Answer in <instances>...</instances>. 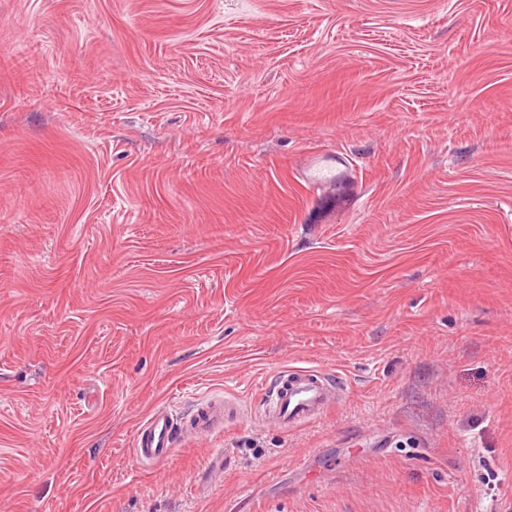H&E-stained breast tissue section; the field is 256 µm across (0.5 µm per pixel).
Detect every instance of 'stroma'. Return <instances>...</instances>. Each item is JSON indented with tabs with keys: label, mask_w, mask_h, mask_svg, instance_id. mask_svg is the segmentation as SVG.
<instances>
[{
	"label": "stroma",
	"mask_w": 512,
	"mask_h": 512,
	"mask_svg": "<svg viewBox=\"0 0 512 512\" xmlns=\"http://www.w3.org/2000/svg\"><path fill=\"white\" fill-rule=\"evenodd\" d=\"M0 512H512V0H0ZM352 161L346 154L335 148L317 149L306 154L297 174L313 191L331 189L338 182L352 181ZM337 389L338 383L317 368H286L268 381L264 412L282 426L309 422L336 401ZM238 409L234 402L224 399L220 403H207L198 410L195 418L190 422L191 429L201 435H208L221 429L224 426V420L231 414H237ZM177 419L169 408L154 409L137 429L136 458L141 463L167 460L175 449Z\"/></svg>",
	"instance_id": "35a3bbf8"
}]
</instances>
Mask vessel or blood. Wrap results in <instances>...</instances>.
Here are the masks:
<instances>
[{"label":"vessel or blood","instance_id":"b4317fda","mask_svg":"<svg viewBox=\"0 0 512 512\" xmlns=\"http://www.w3.org/2000/svg\"><path fill=\"white\" fill-rule=\"evenodd\" d=\"M352 161L342 151L317 149L306 154L297 174L313 191L331 189L352 178ZM337 382L316 368H292L278 371L268 381L264 412L269 420L282 426H294L319 417L336 400ZM231 400L209 403L198 410L191 429L208 435L221 429L224 420L236 413ZM177 419L169 408L150 412L137 429L136 458L143 463L167 460L175 449Z\"/></svg>","mask_w":512,"mask_h":512}]
</instances>
